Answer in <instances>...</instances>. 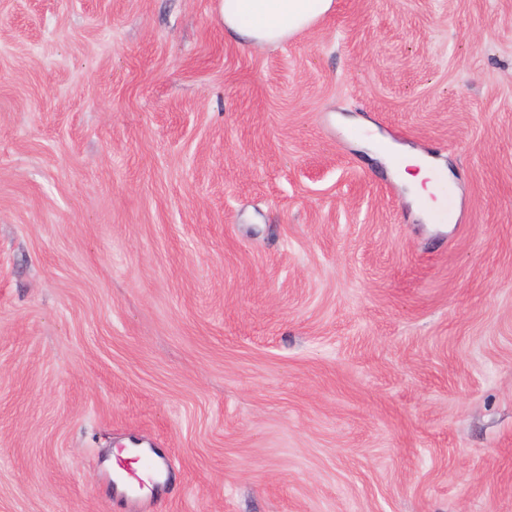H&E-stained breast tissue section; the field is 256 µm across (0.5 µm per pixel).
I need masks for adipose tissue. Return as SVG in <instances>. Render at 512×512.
Here are the masks:
<instances>
[{
  "label": "adipose tissue",
  "instance_id": "ef3b65f1",
  "mask_svg": "<svg viewBox=\"0 0 512 512\" xmlns=\"http://www.w3.org/2000/svg\"><path fill=\"white\" fill-rule=\"evenodd\" d=\"M333 9V0H223L224 30L242 44L257 48L280 45L310 28ZM396 178L409 201L430 207V197L448 179L442 161L400 148Z\"/></svg>",
  "mask_w": 512,
  "mask_h": 512
}]
</instances>
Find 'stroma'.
Instances as JSON below:
<instances>
[{
	"label": "stroma",
	"mask_w": 512,
	"mask_h": 512,
	"mask_svg": "<svg viewBox=\"0 0 512 512\" xmlns=\"http://www.w3.org/2000/svg\"><path fill=\"white\" fill-rule=\"evenodd\" d=\"M220 4L0 0V512H512V0ZM333 9V0H224V32L257 48L278 46ZM395 148L401 158L396 169V179L405 188L409 201L420 202L423 210L428 209L433 204L430 194L439 195L440 185L448 179L443 162L400 145ZM138 457L134 460L141 463L143 471L138 474L133 467L122 465L120 470H116V476L112 477L113 486V505H117L121 511L116 512H138L142 510L143 497L137 492L140 488L143 476L152 480L154 484L164 487L166 483L165 475L168 471V463L163 458H155L147 455ZM156 475L158 478L156 479Z\"/></svg>",
	"instance_id": "stroma-1"
}]
</instances>
